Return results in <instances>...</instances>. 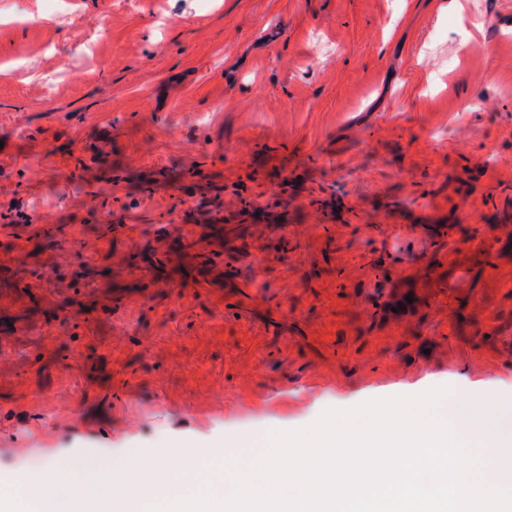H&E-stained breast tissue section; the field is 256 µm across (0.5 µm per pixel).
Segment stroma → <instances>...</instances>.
<instances>
[{
    "instance_id": "stroma-1",
    "label": "stroma",
    "mask_w": 512,
    "mask_h": 512,
    "mask_svg": "<svg viewBox=\"0 0 512 512\" xmlns=\"http://www.w3.org/2000/svg\"><path fill=\"white\" fill-rule=\"evenodd\" d=\"M443 3L0 0L1 479L512 404V0Z\"/></svg>"
}]
</instances>
